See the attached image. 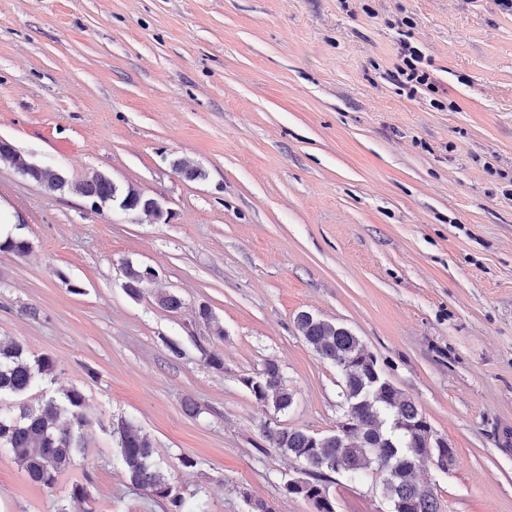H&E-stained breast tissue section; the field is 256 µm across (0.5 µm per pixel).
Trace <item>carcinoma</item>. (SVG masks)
Wrapping results in <instances>:
<instances>
[{"label":"carcinoma","mask_w":512,"mask_h":512,"mask_svg":"<svg viewBox=\"0 0 512 512\" xmlns=\"http://www.w3.org/2000/svg\"><path fill=\"white\" fill-rule=\"evenodd\" d=\"M28 177L50 190H67L102 206L120 198L145 220L152 223L156 217L141 191L122 188L101 173L70 182L58 170L41 167ZM141 273L138 265L125 266L132 295H138L143 285ZM295 324L304 342L341 373L340 397L360 427L347 435H318L298 428L265 430V438L304 465L310 476L287 482L286 494L308 500L317 512H336V502L323 485L324 472L340 469L355 479L373 470L379 474L391 512H442L438 497L416 482L415 473L433 458L440 462L454 456V450L430 447L435 434L423 426L425 416L408 395L390 380H380L365 364L366 348L351 330L308 312L299 313ZM55 375L56 364L50 357L31 360L21 344H0V447L13 453L32 482L47 487L85 450L83 393L72 389L62 399L52 397L38 406L3 405L1 401ZM253 396L259 405L277 411L293 404V393L273 361L258 373ZM113 438L119 463L133 486L168 503L169 512H207L202 504L187 507L184 498L173 492L153 459V442L141 427L125 422L113 430Z\"/></svg>","instance_id":"cac0c4a2"}]
</instances>
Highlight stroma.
<instances>
[{"label":"stroma","mask_w":512,"mask_h":512,"mask_svg":"<svg viewBox=\"0 0 512 512\" xmlns=\"http://www.w3.org/2000/svg\"><path fill=\"white\" fill-rule=\"evenodd\" d=\"M404 40L431 78L412 96L390 78ZM0 138L172 213L94 210L0 160V208L30 244L0 252V343L56 362L25 403L77 389L86 419L85 452L53 487L0 449V512H166L126 483L112 438L125 421L187 504L314 512L284 491L303 466L262 435L331 434L346 414L338 370L296 330L303 311L358 336L453 448L451 465L417 472L443 512H512V9L0 0ZM129 262L158 273L136 296ZM164 292L181 309L161 307ZM270 360L294 394L284 412L243 383ZM84 480L82 505L68 493ZM325 484L336 512L390 510L378 474Z\"/></svg>","instance_id":"stroma-1"}]
</instances>
